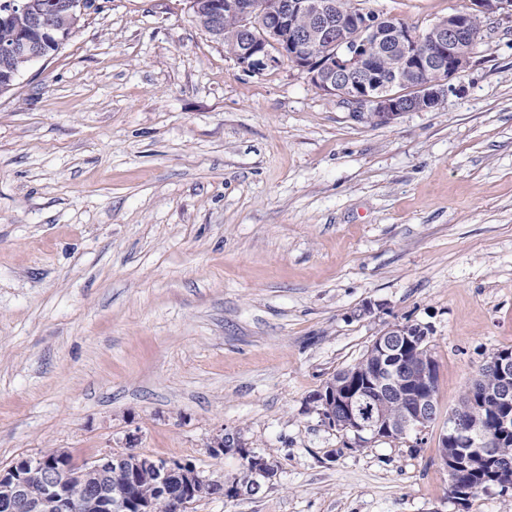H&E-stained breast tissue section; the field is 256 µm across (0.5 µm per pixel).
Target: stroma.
I'll return each mask as SVG.
<instances>
[{
    "label": "stroma",
    "instance_id": "1",
    "mask_svg": "<svg viewBox=\"0 0 512 512\" xmlns=\"http://www.w3.org/2000/svg\"><path fill=\"white\" fill-rule=\"evenodd\" d=\"M0 94V471L45 448L136 449L254 496L187 512H512L448 495L439 435L512 347V21L454 92L362 123L290 63L260 74L188 0H96ZM425 31L467 0H359ZM431 325L422 443L324 422L315 393L394 324ZM246 462L242 464V470L233 477L231 485H228L226 488V484L223 485L214 483V482H208L207 487L205 490L196 495L191 497L190 499L192 501L200 500L201 498L212 496L215 494H222L226 497H237L238 496V488H242L248 486L249 484L253 483V474L255 476L262 477L265 481H272L275 477L273 470L271 469L270 464L267 462V460L256 454H247L246 456ZM248 464V465H247ZM250 468H249V467ZM252 469V470H251ZM253 472V474H252ZM226 488V493L222 492L223 488Z\"/></svg>",
    "mask_w": 512,
    "mask_h": 512
}]
</instances>
